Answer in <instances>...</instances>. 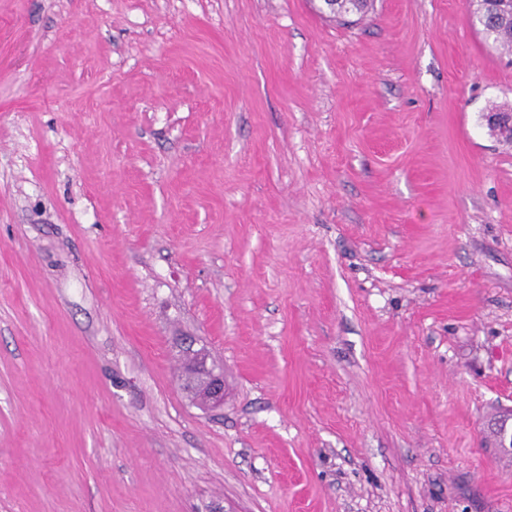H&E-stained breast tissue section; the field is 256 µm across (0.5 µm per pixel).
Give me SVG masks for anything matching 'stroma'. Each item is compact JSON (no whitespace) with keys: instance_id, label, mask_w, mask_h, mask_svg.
Returning <instances> with one entry per match:
<instances>
[{"instance_id":"obj_1","label":"stroma","mask_w":512,"mask_h":512,"mask_svg":"<svg viewBox=\"0 0 512 512\" xmlns=\"http://www.w3.org/2000/svg\"><path fill=\"white\" fill-rule=\"evenodd\" d=\"M503 105L466 0H0V512H512ZM188 349V361L180 377L182 389L190 396H202L204 406L218 407L224 404V372L218 368L206 350L194 349L195 342L183 339ZM214 361V362H213Z\"/></svg>"}]
</instances>
